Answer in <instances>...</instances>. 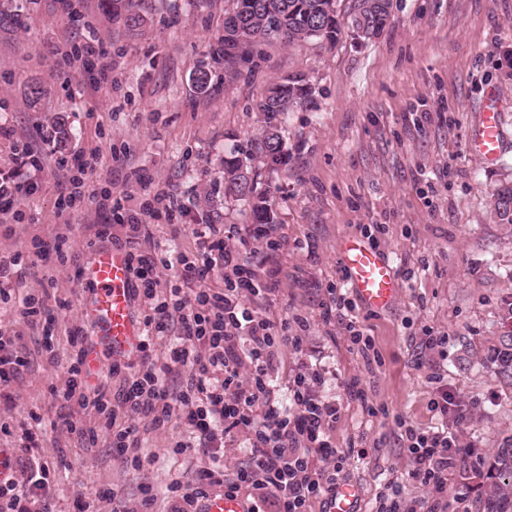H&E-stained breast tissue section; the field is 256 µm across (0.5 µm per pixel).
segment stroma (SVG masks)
<instances>
[{
	"label": "stroma",
	"instance_id": "35a3bbf8",
	"mask_svg": "<svg viewBox=\"0 0 512 512\" xmlns=\"http://www.w3.org/2000/svg\"><path fill=\"white\" fill-rule=\"evenodd\" d=\"M231 8V0H148L147 22L132 34L100 0H73L68 12L58 0H23L18 24L0 32V173L10 171L12 145L22 141L38 161L39 183L15 203L21 220L0 215V255L31 256L41 241L61 250L36 262L24 284L55 299L51 330L25 327L17 308L0 304V326L22 331L33 358L30 372L12 386L14 406L0 405V423L41 415L40 455L58 483L56 512H139L145 485L157 495L150 512H169L167 485L196 482L213 467L201 453L174 451L186 436L182 426L155 431L148 419L122 412L119 422L139 429L145 461L138 470L123 467L107 433L86 448L53 429L61 409L51 391L64 387L69 342L88 325L82 271L97 251L113 246L89 231L111 220L98 208L100 193L111 191L135 208L162 192L178 198L183 209L175 218L148 220L152 241L142 249L157 258L194 250V225L249 223L243 202L224 192L220 161L261 135L255 105L268 87L302 73L314 87L313 101L289 114L288 164L268 178L285 245L269 253L251 240L240 249L260 277L278 281L259 311L275 321L292 314L309 321L302 353H283L278 381L287 385L303 365L321 372L324 396L340 407L332 438L350 453L344 478L361 489L360 512H376L390 483L406 498L427 496L410 476L397 423L439 426L430 410V375L441 368L449 390L481 401L464 431L470 450L448 473V512H483L477 472L512 439V372L493 358L512 348V224L494 214L497 188L512 183V144L487 166L466 143L490 89L512 140V0H393L378 39L363 43L345 32L333 44L273 41L255 67L228 83L211 50ZM90 38L112 58L101 82L57 65L53 56L55 47ZM202 68L211 75L204 94L195 86ZM35 82L48 93L33 103L28 89ZM419 109L430 112L429 121L414 122ZM58 117L70 133L59 150L52 145ZM93 148L100 162L85 175L82 196L59 207L57 159ZM366 224L386 225L377 248L392 259L399 284L390 309L358 304L351 312L374 339L378 360L371 364L349 349L338 317L324 315L326 290L339 281V244ZM428 330L447 336V358L421 349ZM47 339L58 350L57 364L42 354ZM354 377L384 414L369 416L348 399L345 384ZM110 490L115 500L107 499Z\"/></svg>",
	"mask_w": 512,
	"mask_h": 512
}]
</instances>
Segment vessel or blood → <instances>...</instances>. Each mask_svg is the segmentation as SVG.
Listing matches in <instances>:
<instances>
[{"label":"vessel or blood","mask_w":512,"mask_h":512,"mask_svg":"<svg viewBox=\"0 0 512 512\" xmlns=\"http://www.w3.org/2000/svg\"><path fill=\"white\" fill-rule=\"evenodd\" d=\"M468 151L485 164H495L505 149L501 113L495 94H488L467 141ZM346 284L366 307L382 311L398 292L392 263L364 237L351 235L339 245ZM89 288L84 310L94 325L91 338L95 350L87 358L91 367L103 360L134 357L141 345L143 331L132 318V274L126 252L112 249L98 252L83 273ZM360 491L351 483L340 484L325 512H359ZM250 502L241 496L228 497L216 490L199 504L198 512H250Z\"/></svg>","instance_id":"b4317fda"}]
</instances>
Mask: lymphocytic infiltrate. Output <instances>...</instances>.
Returning <instances> with one entry per match:
<instances>
[{
    "label": "lymphocytic infiltrate",
    "mask_w": 512,
    "mask_h": 512,
    "mask_svg": "<svg viewBox=\"0 0 512 512\" xmlns=\"http://www.w3.org/2000/svg\"><path fill=\"white\" fill-rule=\"evenodd\" d=\"M99 206L111 211L113 222L95 225V237L110 236L116 225L124 234L133 296L144 308V344L114 393L110 385L113 375L120 373V364H112L100 373L98 384H91L85 365L87 338H73L68 381L53 395L71 410L93 409L100 423L79 428L69 420L67 431L92 445L99 430L111 432L113 448L123 463L136 470L143 465L138 453L141 439L134 426L118 423L117 409L149 417L157 429L179 422L188 434L175 444L179 453L194 449L214 458L232 431L246 432L248 460L234 478H225L223 470L217 469L201 475L192 487L171 484L168 491L176 496L171 512H197L198 502L213 486L222 487L228 496L251 489L255 512H309L315 500L335 490L347 456L331 439L339 408L321 395L319 371L299 370L289 386L290 404L280 400L274 375L284 350L301 352L302 339L294 330L306 328V320L274 322L246 304V297L264 298L275 292L277 282H260L254 266L226 246L215 225L193 229L196 251H181L175 259L160 263L140 250L150 232L138 212L123 208L106 194L101 195ZM23 264L19 254L0 257V303L18 301L21 317L34 325L45 307L34 295H18L26 276ZM161 266L176 269L164 287L158 280ZM216 268L223 285L204 287ZM171 333L176 336L175 345L165 358H158L155 338ZM18 338V333L0 328V404L11 402V386L29 365L17 348ZM181 370L185 378L177 389H169V375ZM432 379L438 388L430 408L444 426L437 430L409 427L402 439L412 457L413 479L432 495L428 512H447L448 473L466 452L458 433L473 420L478 403L450 392L442 374L433 373ZM0 432L11 434L18 451L16 465L26 474L24 481L0 484V512H56L57 489L38 455L39 438L27 427L15 433L4 424Z\"/></svg>",
    "instance_id": "lymphocytic-infiltrate-1"
}]
</instances>
